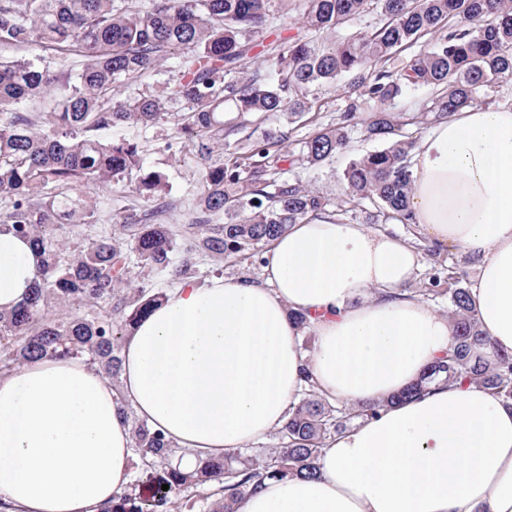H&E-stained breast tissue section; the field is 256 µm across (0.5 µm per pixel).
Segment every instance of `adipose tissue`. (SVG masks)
I'll use <instances>...</instances> for the list:
<instances>
[{
	"label": "adipose tissue",
	"mask_w": 512,
	"mask_h": 512,
	"mask_svg": "<svg viewBox=\"0 0 512 512\" xmlns=\"http://www.w3.org/2000/svg\"><path fill=\"white\" fill-rule=\"evenodd\" d=\"M410 205L431 248L477 268L490 351L512 353V106L469 108L414 151ZM40 256L0 225V310L34 288ZM421 254L334 216L275 238L261 276L183 280L128 336L122 390L79 358L0 374V496L21 512H90L132 477V408L196 457L281 428L309 367L321 394L372 403L416 382L452 326L412 289ZM309 318L303 330L290 313ZM313 333V353L303 339ZM238 512H512V408L447 384L330 439L312 479H271Z\"/></svg>",
	"instance_id": "adipose-tissue-1"
}]
</instances>
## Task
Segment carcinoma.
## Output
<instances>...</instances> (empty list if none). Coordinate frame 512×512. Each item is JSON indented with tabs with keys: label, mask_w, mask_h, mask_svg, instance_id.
<instances>
[{
	"label": "carcinoma",
	"mask_w": 512,
	"mask_h": 512,
	"mask_svg": "<svg viewBox=\"0 0 512 512\" xmlns=\"http://www.w3.org/2000/svg\"><path fill=\"white\" fill-rule=\"evenodd\" d=\"M275 7L276 0H151L148 7L139 0H0V46L15 51L0 56V197L10 202L0 224L32 238L43 256L33 296L0 311L1 373L38 358L76 357L119 389L124 337L167 298L163 289L134 286L132 268L171 280L188 271L163 219L168 175L145 168L142 159L140 132L160 123L162 99L138 92L114 106L117 87L160 78L165 63L178 58L179 77L163 84L187 109L183 126L204 160L195 247L222 263L252 260L288 225L336 214L318 189L298 176L282 178L287 133L270 130L262 143L240 139L233 149L224 147V136L280 112L298 121L310 92L340 80L345 93L382 105L429 88L423 115L440 122L478 105L481 90L512 77V0H300L298 20L312 36L265 49L262 37L274 26ZM370 14L378 16L375 25L342 33ZM489 17L495 22L487 23ZM32 43L64 60L79 57L75 77L22 55ZM409 49L406 64L386 67L392 55ZM258 52L265 67L249 73L246 64ZM25 102L47 105L44 121L19 111ZM354 119L350 110L336 126L303 141L291 166L311 170L331 161L347 147ZM410 124L384 109L363 122V137L379 147L353 155L344 168L348 208L368 201L383 224L414 223ZM114 128L126 134L101 136ZM216 149L222 157L214 162ZM127 176L150 208H127L115 215L112 232L84 237L94 203L74 190ZM65 224L71 240L61 242L49 229ZM443 275L447 287L425 292L447 300L451 342L415 384L372 405H345L322 397L306 370L303 396L277 431V447L265 454L233 448L199 459L191 470L181 468L189 449L129 409L135 463L154 470V486L145 496L134 478L93 512H236L238 500L268 478L315 476L330 438L436 384L476 385L512 402V355L480 353L487 340L464 271L453 264ZM58 304L71 309L64 320L50 313ZM205 487L213 491L198 495Z\"/></svg>",
	"instance_id": "1"
}]
</instances>
